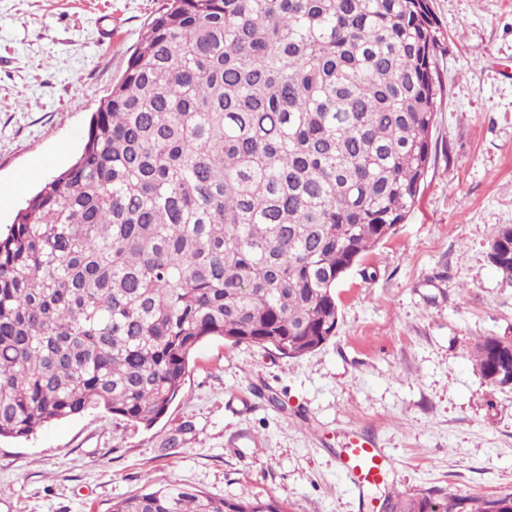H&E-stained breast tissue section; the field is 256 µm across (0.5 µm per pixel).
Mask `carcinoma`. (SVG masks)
Returning <instances> with one entry per match:
<instances>
[{"mask_svg": "<svg viewBox=\"0 0 512 512\" xmlns=\"http://www.w3.org/2000/svg\"><path fill=\"white\" fill-rule=\"evenodd\" d=\"M431 0H163L80 154L0 232V438L102 409L152 427L210 338L291 358L433 164ZM512 281V226L489 245ZM485 383L512 375L486 336ZM394 512H512V493ZM110 512H288L169 484Z\"/></svg>", "mask_w": 512, "mask_h": 512, "instance_id": "1", "label": "carcinoma"}]
</instances>
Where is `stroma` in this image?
Segmentation results:
<instances>
[{"mask_svg":"<svg viewBox=\"0 0 512 512\" xmlns=\"http://www.w3.org/2000/svg\"><path fill=\"white\" fill-rule=\"evenodd\" d=\"M161 0H0V186L78 154ZM438 150L416 208L336 289L335 336L288 358L214 338L149 429L101 410L0 441V512H109L173 482L288 512H382L388 495L512 493V386L471 359L512 340V281L488 259L512 225V0H433ZM391 460L359 498L349 434Z\"/></svg>","mask_w":512,"mask_h":512,"instance_id":"stroma-1","label":"stroma"}]
</instances>
